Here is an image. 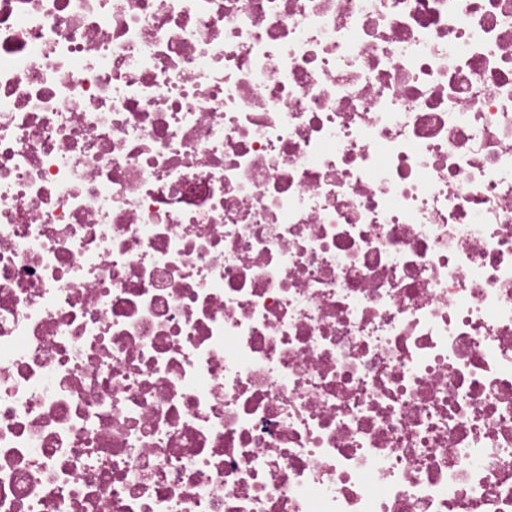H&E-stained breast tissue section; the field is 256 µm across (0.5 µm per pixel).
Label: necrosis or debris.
Masks as SVG:
<instances>
[{
  "label": "necrosis or debris",
  "instance_id": "obj_1",
  "mask_svg": "<svg viewBox=\"0 0 512 512\" xmlns=\"http://www.w3.org/2000/svg\"><path fill=\"white\" fill-rule=\"evenodd\" d=\"M0 512H512V0H0Z\"/></svg>",
  "mask_w": 512,
  "mask_h": 512
}]
</instances>
